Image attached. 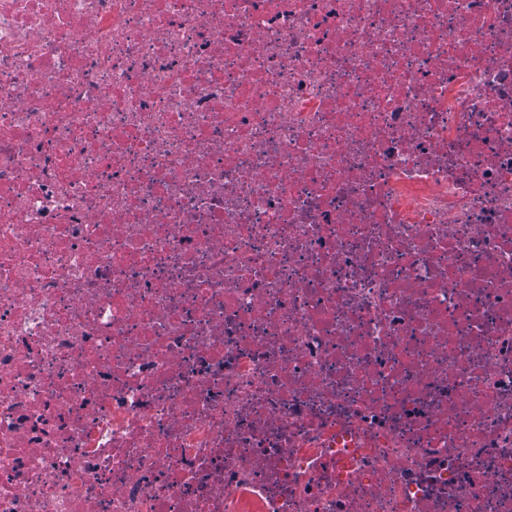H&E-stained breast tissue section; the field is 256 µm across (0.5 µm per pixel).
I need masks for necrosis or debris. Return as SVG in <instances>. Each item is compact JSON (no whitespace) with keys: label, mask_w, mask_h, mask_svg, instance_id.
I'll return each instance as SVG.
<instances>
[{"label":"necrosis or debris","mask_w":512,"mask_h":512,"mask_svg":"<svg viewBox=\"0 0 512 512\" xmlns=\"http://www.w3.org/2000/svg\"><path fill=\"white\" fill-rule=\"evenodd\" d=\"M0 512H512V0H0Z\"/></svg>","instance_id":"4bbe7bcc"}]
</instances>
